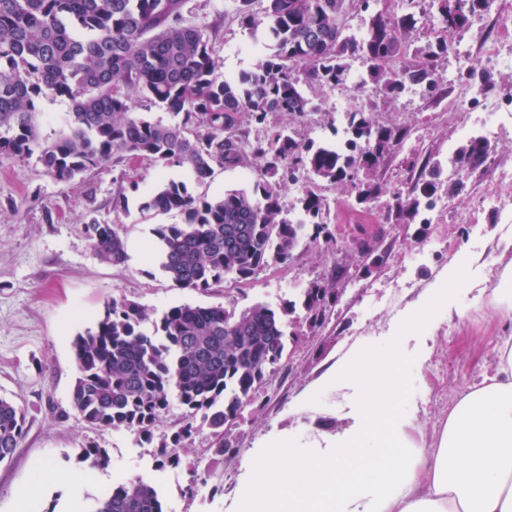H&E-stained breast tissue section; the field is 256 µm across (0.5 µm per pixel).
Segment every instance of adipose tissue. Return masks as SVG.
I'll list each match as a JSON object with an SVG mask.
<instances>
[{"label": "adipose tissue", "mask_w": 512, "mask_h": 512, "mask_svg": "<svg viewBox=\"0 0 512 512\" xmlns=\"http://www.w3.org/2000/svg\"><path fill=\"white\" fill-rule=\"evenodd\" d=\"M496 351V369L456 402L433 447L406 440L401 457L368 464L355 429L337 437L340 455L305 468L260 455L241 488L246 512H512V343ZM353 371L368 426L388 413L393 365L356 355L336 369Z\"/></svg>", "instance_id": "adipose-tissue-1"}]
</instances>
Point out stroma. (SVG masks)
Here are the masks:
<instances>
[{
    "label": "stroma",
    "mask_w": 512,
    "mask_h": 512,
    "mask_svg": "<svg viewBox=\"0 0 512 512\" xmlns=\"http://www.w3.org/2000/svg\"><path fill=\"white\" fill-rule=\"evenodd\" d=\"M234 0H186L183 17L203 30H215L220 75L253 71L265 52L260 35L238 21ZM315 109L294 126L315 142H335L339 117L331 88L309 89ZM411 135L387 158L379 180L388 190L405 181L412 151L426 150L447 159L459 144L461 121L477 126L487 116L467 119L449 102L430 100L416 91L382 104ZM246 166L215 168L197 196L252 191L255 180ZM183 179L176 167L163 168L149 158L122 159L95 168L69 182L49 176L37 157L0 159V397L26 411V432L12 458L0 463V512H90L117 481L143 479L160 491L166 512H240V489L249 463L260 451L288 447L295 466L320 460L335 446L338 434L364 417L357 387L334 378L338 360L357 354L387 358L395 369L396 390L384 428L405 422L409 437L434 443L442 424L467 388L493 372L495 347L512 340V318L497 308L494 290L504 269L512 268V234L498 225L490 209L479 223L468 221L474 200L494 180L492 170L469 179L453 196L445 223L371 224L380 237L378 263L359 261L351 241L355 225L345 188L322 186L331 207L335 249L302 241L293 260L269 266L240 284L207 291L178 288L157 266L154 230L179 224L183 217L145 215L140 202L159 178ZM124 190L127 211L112 209V197ZM123 225L128 259L113 266L100 260L88 239V216ZM447 248H440L439 240ZM349 268L328 323L317 333L289 344L255 402L224 427L235 446L231 458H215L209 429L198 427L180 449L181 463L158 467L154 445L130 429L89 427L70 407L77 375L72 342L93 326L107 302L126 300L144 308L150 319L169 308L192 304L224 305L244 310L264 303L278 308L298 300L303 288L329 277L335 262ZM444 285L442 301L427 323L410 324L415 308ZM427 359H420L421 347ZM106 449L107 467L77 459L80 448ZM47 466L55 481L41 486L37 497L20 505L19 497L35 471ZM193 495H186L187 485Z\"/></svg>",
    "instance_id": "obj_1"
}]
</instances>
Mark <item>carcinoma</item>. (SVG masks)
<instances>
[{
	"label": "carcinoma",
	"mask_w": 512,
	"mask_h": 512,
	"mask_svg": "<svg viewBox=\"0 0 512 512\" xmlns=\"http://www.w3.org/2000/svg\"><path fill=\"white\" fill-rule=\"evenodd\" d=\"M241 23L265 26V54L256 69L237 80L219 76L214 46L203 30L183 20L184 0H0V158L37 155L47 174L67 182L91 168L124 157H148L182 169L197 183L214 166L254 165L253 193L193 195L183 180H160L141 212L184 215L181 224L155 229V258L177 288L207 290L226 280L244 282L259 269L285 265L304 235L336 246L325 216L329 205L310 183L340 185L369 205L384 193L377 169L401 147L409 130L381 119L376 107L349 113L344 146L317 145L270 115L301 117L312 101L303 85L334 86L348 72V59L366 66L360 93L372 83L393 101L410 88L431 97L448 95L455 82L492 86L488 70L471 67L447 78L440 61L445 40L416 47L412 40L425 13L418 0H402L392 15L379 0H237ZM492 0H437L434 18L449 33L467 30L490 11ZM371 12L365 32L350 31L349 9ZM47 95L71 100L66 128L48 142L38 133L39 101ZM164 106L177 123L150 120L135 112V97ZM265 126L250 139L244 120ZM496 145L470 137L456 149L467 177L483 170ZM441 161L418 153L406 189L390 194L382 215L387 224H410L420 208L440 194ZM307 183L296 204L284 203L288 185ZM85 230L98 256L114 266L128 259L127 231L90 218ZM336 306V284L314 281L302 307L312 332ZM296 305L275 309L255 304L245 310L183 304L144 328L138 304L114 300L95 326L72 343L77 376L71 409L93 428L135 427L150 442L171 401L187 416L157 446V465L179 463L201 416L215 455L231 451L224 426L254 401L267 375L298 333L286 334L285 317ZM26 414L0 398V462L23 439ZM106 467L109 456L96 446L78 460ZM90 512H163L157 487L136 480L118 484Z\"/></svg>",
	"instance_id": "1"
}]
</instances>
